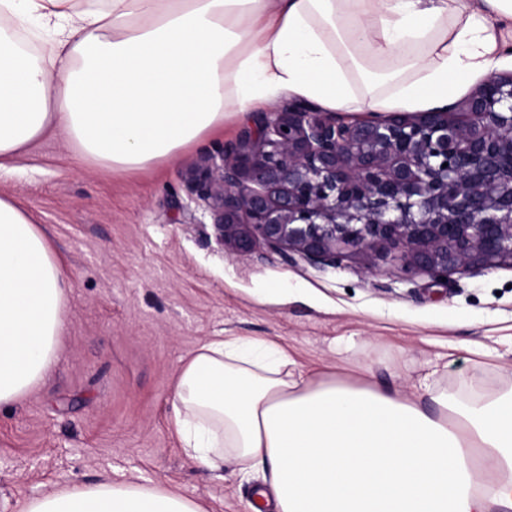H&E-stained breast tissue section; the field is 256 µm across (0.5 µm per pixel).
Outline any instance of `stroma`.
<instances>
[{
  "mask_svg": "<svg viewBox=\"0 0 512 512\" xmlns=\"http://www.w3.org/2000/svg\"><path fill=\"white\" fill-rule=\"evenodd\" d=\"M250 124L227 118L133 176L78 164L48 136L0 176V195L36 215L70 279L56 369L0 406V512L67 481L112 479L172 489L204 512H249L264 472L214 470L185 451L173 419L184 361L223 336L282 346L316 381L410 395L426 375L432 391L467 398L512 389V268L442 286L393 254L353 252L321 270L220 248L182 174Z\"/></svg>",
  "mask_w": 512,
  "mask_h": 512,
  "instance_id": "stroma-1",
  "label": "stroma"
}]
</instances>
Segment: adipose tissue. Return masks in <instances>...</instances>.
I'll list each match as a JSON object with an SVG mask.
<instances>
[{"mask_svg": "<svg viewBox=\"0 0 512 512\" xmlns=\"http://www.w3.org/2000/svg\"><path fill=\"white\" fill-rule=\"evenodd\" d=\"M23 29L45 33L37 53ZM509 64L512 0H0V174L49 134L85 164L144 171L284 97L441 109ZM68 286L37 217L0 196V405L56 366ZM174 418L196 457L265 465L255 502L272 512H512V394L316 382L286 349L227 336L184 362ZM21 512L201 509L110 481Z\"/></svg>", "mask_w": 512, "mask_h": 512, "instance_id": "adipose-tissue-1", "label": "adipose tissue"}]
</instances>
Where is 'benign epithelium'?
Segmentation results:
<instances>
[{"mask_svg": "<svg viewBox=\"0 0 512 512\" xmlns=\"http://www.w3.org/2000/svg\"><path fill=\"white\" fill-rule=\"evenodd\" d=\"M182 180L240 258L263 248L325 270L381 250L436 284L512 267V74L374 120L284 100Z\"/></svg>", "mask_w": 512, "mask_h": 512, "instance_id": "7a95c632", "label": "benign epithelium"}]
</instances>
